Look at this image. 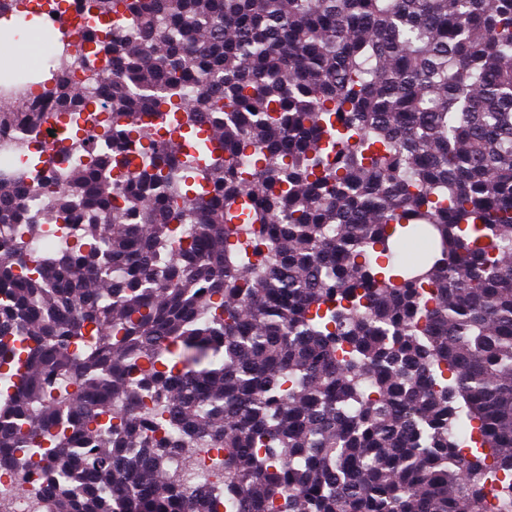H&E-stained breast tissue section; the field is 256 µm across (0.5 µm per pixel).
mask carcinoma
<instances>
[{"label": "carcinoma", "instance_id": "1", "mask_svg": "<svg viewBox=\"0 0 512 512\" xmlns=\"http://www.w3.org/2000/svg\"><path fill=\"white\" fill-rule=\"evenodd\" d=\"M82 2L144 160L113 180L115 144L35 217L0 174V367L27 369L0 470L39 467L53 512H512V0ZM20 89L0 127L32 132ZM76 208L84 241L27 271Z\"/></svg>", "mask_w": 512, "mask_h": 512}]
</instances>
